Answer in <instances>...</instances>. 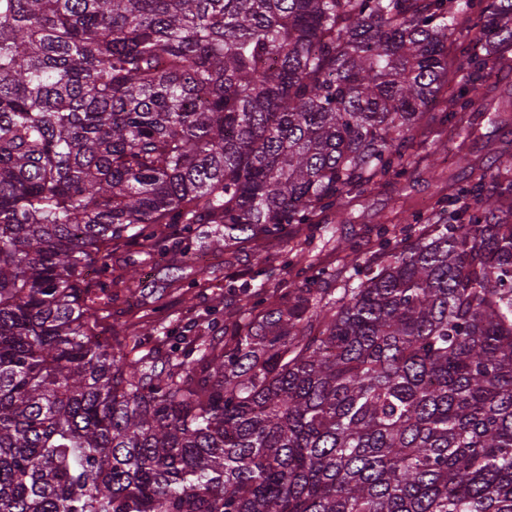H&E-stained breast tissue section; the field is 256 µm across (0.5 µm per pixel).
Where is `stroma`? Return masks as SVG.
Instances as JSON below:
<instances>
[{"label":"stroma","mask_w":512,"mask_h":512,"mask_svg":"<svg viewBox=\"0 0 512 512\" xmlns=\"http://www.w3.org/2000/svg\"><path fill=\"white\" fill-rule=\"evenodd\" d=\"M473 37L470 22L459 17L448 39V85L406 138L404 174L388 175L367 192H352L344 201L343 216L325 210L313 223L286 226L279 237L229 249L224 246L223 225L170 227L165 255L146 263L138 294L130 297L123 289H113L105 324L130 326L146 349L163 341L179 347L187 339L213 336L215 325L227 317L242 316L241 297L228 290V281L241 284L256 277L267 290L284 288L286 258L298 255L314 270L331 273L352 255H370L378 246L381 228L398 233L411 224L439 223L452 185L464 181L469 172L487 170L501 153L512 154V112L507 109L512 103V49L489 76L457 51ZM463 86L469 88L475 108L502 107L501 122L482 117L464 128L449 122L451 95ZM461 153L467 155L470 169L457 165ZM188 253L202 259L203 267L219 270V277L200 276L202 266L184 265Z\"/></svg>","instance_id":"stroma-1"}]
</instances>
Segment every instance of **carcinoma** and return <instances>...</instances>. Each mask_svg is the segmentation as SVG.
Here are the masks:
<instances>
[{
  "label": "carcinoma",
  "instance_id": "obj_1",
  "mask_svg": "<svg viewBox=\"0 0 512 512\" xmlns=\"http://www.w3.org/2000/svg\"><path fill=\"white\" fill-rule=\"evenodd\" d=\"M472 12L0 0V512H512V179L180 351L95 300L157 225L276 237L402 173ZM472 27L481 69L512 0ZM140 248L136 244L120 243L112 247V259L109 264L112 265V278L122 274L126 270V264L138 256Z\"/></svg>",
  "mask_w": 512,
  "mask_h": 512
}]
</instances>
